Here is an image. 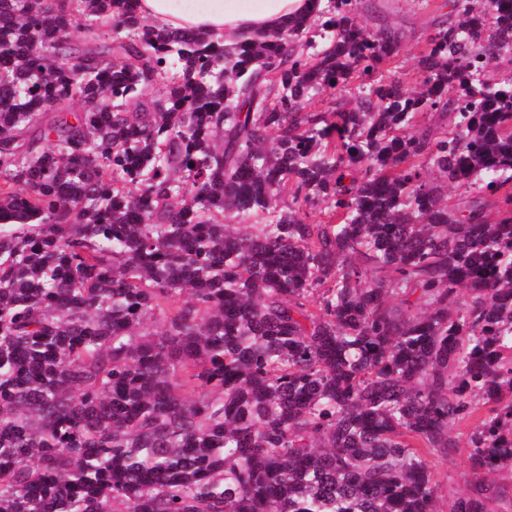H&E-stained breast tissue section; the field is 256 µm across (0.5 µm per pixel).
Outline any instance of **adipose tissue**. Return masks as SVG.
Instances as JSON below:
<instances>
[{
    "label": "adipose tissue",
    "mask_w": 512,
    "mask_h": 512,
    "mask_svg": "<svg viewBox=\"0 0 512 512\" xmlns=\"http://www.w3.org/2000/svg\"><path fill=\"white\" fill-rule=\"evenodd\" d=\"M315 0H138V12L169 30L227 35L250 41L254 34L280 33L289 20L314 12Z\"/></svg>",
    "instance_id": "ef3b65f1"
}]
</instances>
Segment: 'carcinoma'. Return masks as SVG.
I'll return each instance as SVG.
<instances>
[{
	"label": "carcinoma",
	"mask_w": 512,
	"mask_h": 512,
	"mask_svg": "<svg viewBox=\"0 0 512 512\" xmlns=\"http://www.w3.org/2000/svg\"><path fill=\"white\" fill-rule=\"evenodd\" d=\"M450 6L411 90L358 0H0V512H438L464 419L512 512V0ZM138 13L158 28L251 41L274 36L289 20L315 11L314 0H138Z\"/></svg>",
	"instance_id": "obj_1"
}]
</instances>
